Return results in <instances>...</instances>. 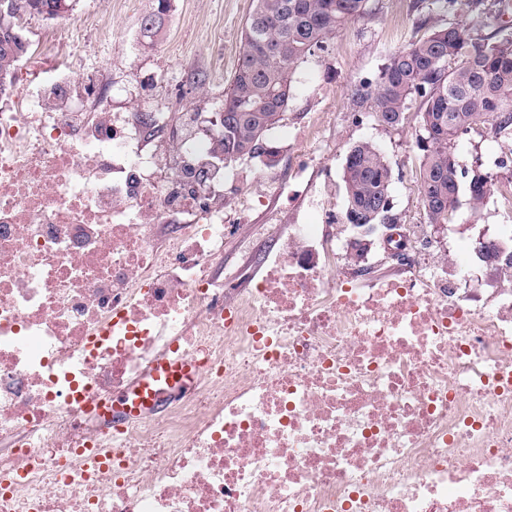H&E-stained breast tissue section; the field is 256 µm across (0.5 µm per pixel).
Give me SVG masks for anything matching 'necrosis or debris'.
Masks as SVG:
<instances>
[{
  "label": "necrosis or debris",
  "mask_w": 512,
  "mask_h": 512,
  "mask_svg": "<svg viewBox=\"0 0 512 512\" xmlns=\"http://www.w3.org/2000/svg\"><path fill=\"white\" fill-rule=\"evenodd\" d=\"M101 96L55 71L0 103V512H512V284L292 224L231 287L221 121ZM173 341L201 380L166 415L82 411Z\"/></svg>",
  "instance_id": "1"
}]
</instances>
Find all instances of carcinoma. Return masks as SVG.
<instances>
[{"label": "carcinoma", "mask_w": 512, "mask_h": 512, "mask_svg": "<svg viewBox=\"0 0 512 512\" xmlns=\"http://www.w3.org/2000/svg\"><path fill=\"white\" fill-rule=\"evenodd\" d=\"M76 0H0V94L13 84L16 66L27 54L19 18L63 17ZM169 0L144 17L139 33L153 43ZM369 11V0H255L242 33L243 50L232 85L224 94V131L215 149L224 167L245 159L280 154L268 132L284 119L294 73L301 62L347 24ZM353 95L373 103L372 117L396 129L416 110L420 202L427 223L446 224L457 209L461 180L469 179V204L480 212L491 192L457 160L459 135L490 123L499 138L512 142V34L498 39L476 26L450 21L395 52L375 82ZM393 167L370 141L352 145L343 167L348 224H393L386 208Z\"/></svg>", "instance_id": "carcinoma-1"}]
</instances>
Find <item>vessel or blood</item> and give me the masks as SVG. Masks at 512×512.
<instances>
[{
  "mask_svg": "<svg viewBox=\"0 0 512 512\" xmlns=\"http://www.w3.org/2000/svg\"><path fill=\"white\" fill-rule=\"evenodd\" d=\"M198 375L199 368L193 361L184 353L170 349L148 366L126 391L108 400L89 398L85 410L108 425L152 414L167 405L171 391L193 388Z\"/></svg>",
  "mask_w": 512,
  "mask_h": 512,
  "instance_id": "obj_1",
  "label": "vessel or blood"
}]
</instances>
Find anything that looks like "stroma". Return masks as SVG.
Instances as JSON below:
<instances>
[{
    "instance_id": "1",
    "label": "stroma",
    "mask_w": 512,
    "mask_h": 512,
    "mask_svg": "<svg viewBox=\"0 0 512 512\" xmlns=\"http://www.w3.org/2000/svg\"><path fill=\"white\" fill-rule=\"evenodd\" d=\"M252 5V0H171L160 34L147 45L139 27L156 11L157 0H78L65 28L53 20H24L30 41L25 64L39 71L49 58L72 74L100 70L114 89L116 112L156 110L176 119L195 112L206 120L224 108ZM494 10V0H452L446 7L440 0H370L364 17L297 67L285 119L270 133L281 149L277 165L246 159L224 173V218L237 227L224 241L225 280L253 268V245L286 225L324 223L329 210L344 215L343 167L348 149L359 141L376 144L393 165L389 196L398 223L408 228L424 223L415 112L407 113L399 130H385L373 120L370 102L355 99L352 90L375 80L390 56L429 26L452 19L477 25L484 35L512 33V13L498 16ZM457 154L464 169L478 162L498 178L512 177V146L489 127L461 139ZM454 221L512 224V199L491 196L474 214L468 191L460 190Z\"/></svg>"
}]
</instances>
